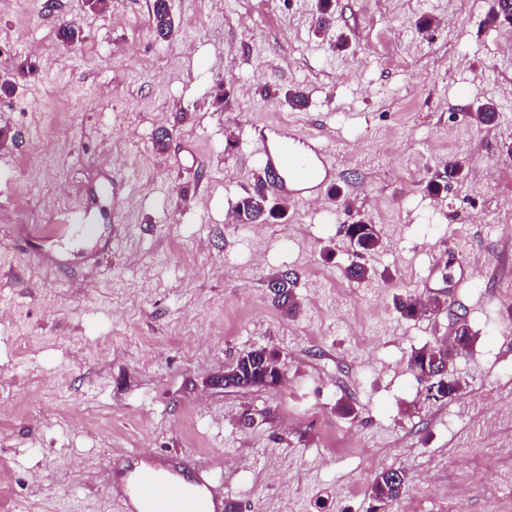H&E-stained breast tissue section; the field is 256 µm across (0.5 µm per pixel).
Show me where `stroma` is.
Returning <instances> with one entry per match:
<instances>
[{"label":"stroma","instance_id":"1","mask_svg":"<svg viewBox=\"0 0 512 512\" xmlns=\"http://www.w3.org/2000/svg\"><path fill=\"white\" fill-rule=\"evenodd\" d=\"M169 3L163 41L153 0H0V78L16 82L0 127L17 136L0 147V512H120L101 479L116 448L223 460L237 512H369L391 467L410 476L391 512L511 502L512 277L498 269L512 257V48L487 23L491 0H336L324 28L316 0ZM67 24L81 43L61 42ZM21 57L35 75L15 74ZM486 101L489 125L469 117ZM268 118L320 135L341 197L242 226ZM455 160L462 177L430 195ZM73 210L97 240L27 236ZM360 218L380 231L382 276L358 283L341 227ZM283 271L297 275L292 317L266 288ZM405 293L448 307L405 319ZM460 317L474 342L453 369L468 386L427 402L408 357ZM260 347L283 383L225 387ZM468 473L478 485L450 496ZM152 24L156 34L163 39L168 38L177 31L168 0L154 1Z\"/></svg>","mask_w":512,"mask_h":512}]
</instances>
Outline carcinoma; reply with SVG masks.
Listing matches in <instances>:
<instances>
[{
	"label": "carcinoma",
	"instance_id": "1",
	"mask_svg": "<svg viewBox=\"0 0 512 512\" xmlns=\"http://www.w3.org/2000/svg\"><path fill=\"white\" fill-rule=\"evenodd\" d=\"M489 23L512 25V0H495L489 15ZM152 24L156 34L166 39L176 32L168 0H154ZM462 165H452L449 172L427 183L426 190L437 194L448 188V175H461ZM282 207L276 202L275 195L258 186L245 192L238 200L235 214L240 224H258L281 215ZM345 235L355 248L359 261L346 268V274L354 280H371L377 276L374 267L361 261L366 254L376 251L381 243L377 226L363 220L343 225ZM295 279L282 273L273 276V288L270 289L277 307L288 315H294L300 302L294 293ZM397 313L405 319H414L426 313H432L448 307L445 298L436 297L424 301L420 297L408 294L394 299ZM472 336L468 324L458 322L451 343H436L412 351L408 366L425 383V399L447 400L459 393V385L449 374L440 373L458 356L470 347ZM230 374L224 376V387L240 390L253 388H275L280 385L284 372L279 355L265 347L243 352L229 367ZM409 483L408 473L403 468H383L373 477L369 487V498L373 502L372 512H382L397 502L405 493Z\"/></svg>",
	"mask_w": 512,
	"mask_h": 512
}]
</instances>
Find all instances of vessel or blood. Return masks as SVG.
<instances>
[{
    "label": "vessel or blood",
    "mask_w": 512,
    "mask_h": 512,
    "mask_svg": "<svg viewBox=\"0 0 512 512\" xmlns=\"http://www.w3.org/2000/svg\"><path fill=\"white\" fill-rule=\"evenodd\" d=\"M254 143L262 173L259 184L272 193L296 202L317 200L335 177L326 150L316 145L314 136L266 122L255 126ZM32 232L97 236L94 225L78 223L72 215L58 224L34 225ZM103 482L122 512H224L227 502L223 474L192 452L147 455L114 450Z\"/></svg>",
    "instance_id": "obj_1"
}]
</instances>
